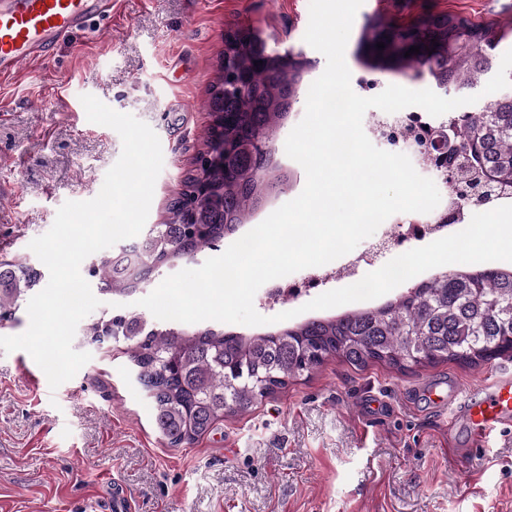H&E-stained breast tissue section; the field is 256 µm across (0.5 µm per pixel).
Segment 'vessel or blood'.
I'll return each instance as SVG.
<instances>
[{"instance_id": "1", "label": "vessel or blood", "mask_w": 512, "mask_h": 512, "mask_svg": "<svg viewBox=\"0 0 512 512\" xmlns=\"http://www.w3.org/2000/svg\"><path fill=\"white\" fill-rule=\"evenodd\" d=\"M112 0H0V80L38 63L61 41L88 30L96 18L111 16ZM457 414L468 420L473 442L487 427L512 422V379L485 388L481 397L459 396Z\"/></svg>"}]
</instances>
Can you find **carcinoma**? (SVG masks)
<instances>
[{"instance_id": "obj_1", "label": "carcinoma", "mask_w": 512, "mask_h": 512, "mask_svg": "<svg viewBox=\"0 0 512 512\" xmlns=\"http://www.w3.org/2000/svg\"><path fill=\"white\" fill-rule=\"evenodd\" d=\"M413 31L420 53L401 54L405 31ZM509 34L495 24L473 23L449 14H427L409 25L375 19L364 26L363 40L382 41L385 52L375 66L423 72L446 92L474 90L496 71L498 47ZM439 46H434V43ZM302 73L293 67L254 68L246 93L219 100V72L208 101L217 116L224 106V132L208 128L200 157L213 155L204 170L211 192L198 200L195 217L203 231L191 237L182 193L163 224H153L117 254H94L90 275L100 291L131 294L151 274L211 248L216 239L250 223L254 209L275 179L273 153H242L235 167L221 163L227 143L267 139L287 118ZM453 137L472 167L496 175L491 186L512 189V88L470 112ZM42 278L32 266L0 263V317L19 308ZM93 341L127 344L125 354L137 369L159 431L173 446L189 445L219 419L247 412L253 404L288 386L331 356L354 366L382 362L406 369L445 360L487 362L512 352V269H447L398 293L381 305L312 319L281 330L245 337L213 329L190 331L171 322L146 329L137 313L105 314L86 330Z\"/></svg>"}]
</instances>
